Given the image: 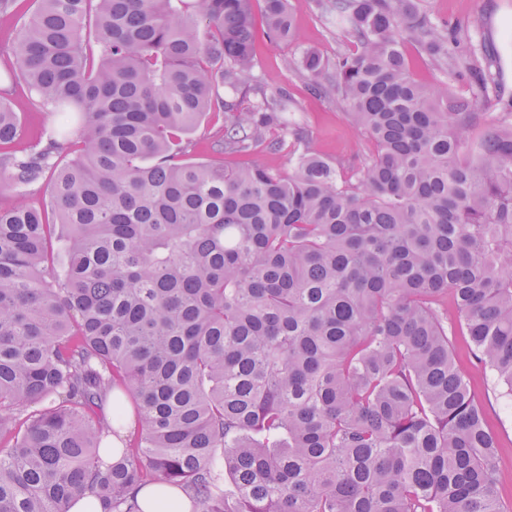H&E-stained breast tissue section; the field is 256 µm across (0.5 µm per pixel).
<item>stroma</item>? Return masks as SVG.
Segmentation results:
<instances>
[{
    "instance_id": "stroma-1",
    "label": "stroma",
    "mask_w": 512,
    "mask_h": 512,
    "mask_svg": "<svg viewBox=\"0 0 512 512\" xmlns=\"http://www.w3.org/2000/svg\"><path fill=\"white\" fill-rule=\"evenodd\" d=\"M300 33V46H284L260 41L255 51L256 80L268 92L287 89L291 104L288 117L303 127L311 148L329 161L351 160L363 135L348 121L344 109L335 101L314 95L309 81L294 64L301 48L315 49L326 59H335L348 42L343 33L327 24L316 0H289ZM429 10L449 25L458 27L460 39H480L488 46L499 71V81L506 95L512 96V0H426ZM0 93L10 94L16 104L20 129L25 139L37 140L53 127L57 116L30 108L24 84L11 85L0 77ZM224 112L207 114L191 136L190 155L199 161L236 167L259 163L275 171L292 166V145L271 151L258 146L243 155L219 151ZM455 352V367L465 377L475 399L481 404L486 424L498 443L497 489L506 512H512V398L504 396L488 369L476 359L461 334L453 328L449 335Z\"/></svg>"
}]
</instances>
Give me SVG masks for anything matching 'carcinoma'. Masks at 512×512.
Here are the masks:
<instances>
[{"mask_svg":"<svg viewBox=\"0 0 512 512\" xmlns=\"http://www.w3.org/2000/svg\"><path fill=\"white\" fill-rule=\"evenodd\" d=\"M261 2L258 29L253 0H38L13 40L59 122L29 144L0 100V184L49 174L52 199L0 208V512H141L157 481L195 512H502L445 324L512 392V100L472 143L499 89L481 42L456 55L421 0H317L350 48L298 70L366 137L332 163L288 90L250 84L259 40H296ZM410 44L468 93L420 84ZM216 107L224 153L278 128L293 168L190 160Z\"/></svg>","mask_w":512,"mask_h":512,"instance_id":"1","label":"carcinoma"}]
</instances>
